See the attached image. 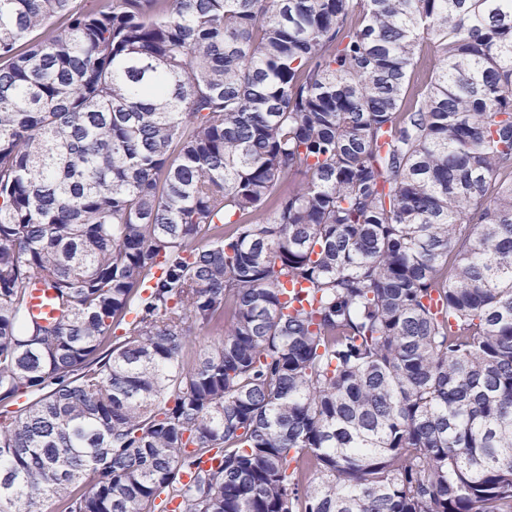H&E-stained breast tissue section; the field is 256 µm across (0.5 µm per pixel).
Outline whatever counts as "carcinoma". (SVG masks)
I'll return each mask as SVG.
<instances>
[{
  "label": "carcinoma",
  "mask_w": 512,
  "mask_h": 512,
  "mask_svg": "<svg viewBox=\"0 0 512 512\" xmlns=\"http://www.w3.org/2000/svg\"><path fill=\"white\" fill-rule=\"evenodd\" d=\"M159 498L512 512V0H0V512Z\"/></svg>",
  "instance_id": "cac0c4a2"
}]
</instances>
